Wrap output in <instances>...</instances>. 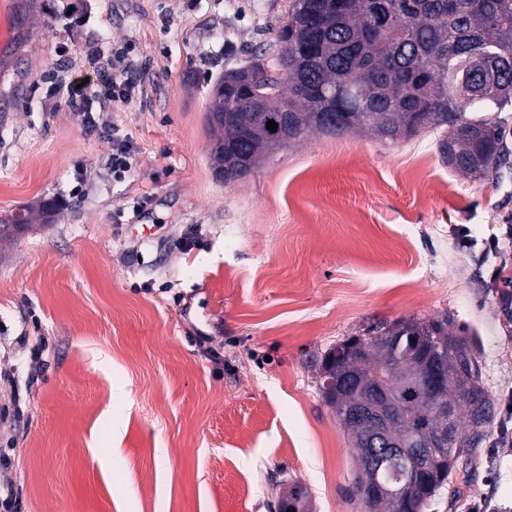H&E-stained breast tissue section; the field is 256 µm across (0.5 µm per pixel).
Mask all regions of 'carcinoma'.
Here are the masks:
<instances>
[{
    "label": "carcinoma",
    "instance_id": "1",
    "mask_svg": "<svg viewBox=\"0 0 512 512\" xmlns=\"http://www.w3.org/2000/svg\"><path fill=\"white\" fill-rule=\"evenodd\" d=\"M380 14L389 23L378 30L373 22ZM277 42L275 64L260 62L261 48L216 81L205 120L217 174L245 177L272 153L270 141L282 138L289 146L310 131L361 130L394 142L441 129L438 151L455 171L486 179L507 166L499 113L512 105V0H292ZM35 214L48 223L53 209L41 202L16 214L14 223L0 225V242L30 226ZM450 326L446 315L400 318L324 352L318 389L357 454L353 490L399 480L406 469L396 458L379 471L365 465L360 442L370 424H351L347 411L364 405L366 395L342 385L348 374L361 386L380 381L390 388L404 411L388 428L394 441L439 427V405L455 408L453 441L429 462L432 478L416 497L418 512L431 508L457 460L482 444L492 400L471 340ZM425 347L448 372L446 385L432 395L414 391L404 378L419 367ZM281 485L278 512H311L305 483L291 478Z\"/></svg>",
    "mask_w": 512,
    "mask_h": 512
}]
</instances>
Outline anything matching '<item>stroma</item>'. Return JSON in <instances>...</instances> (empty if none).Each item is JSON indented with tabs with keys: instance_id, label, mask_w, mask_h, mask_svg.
Wrapping results in <instances>:
<instances>
[{
	"instance_id": "stroma-1",
	"label": "stroma",
	"mask_w": 512,
	"mask_h": 512,
	"mask_svg": "<svg viewBox=\"0 0 512 512\" xmlns=\"http://www.w3.org/2000/svg\"><path fill=\"white\" fill-rule=\"evenodd\" d=\"M289 4L0 0V224L56 206L0 244V481L20 512H277L288 478L313 512H357L356 453L320 396L321 358L376 324L443 314L476 337L495 418L431 512L512 508V456L497 451L512 306L490 281L496 268L512 280V263L486 250L496 236L512 251V169L462 176L431 132L312 131L221 180L205 122L215 80L273 44ZM116 46L139 92L90 133L66 83L110 69ZM116 135L136 150L122 180Z\"/></svg>"
}]
</instances>
